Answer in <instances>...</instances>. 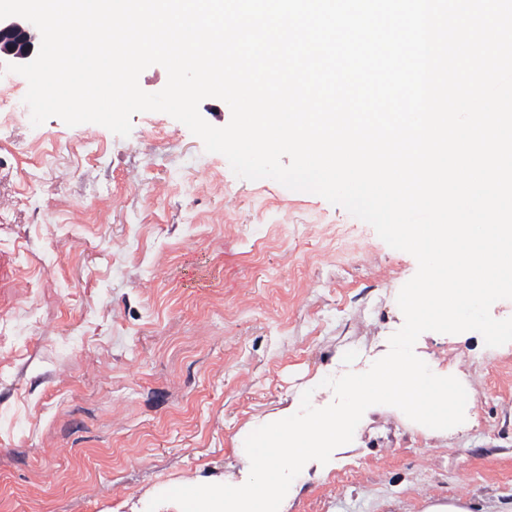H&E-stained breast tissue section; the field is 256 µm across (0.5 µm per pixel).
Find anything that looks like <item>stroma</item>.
Instances as JSON below:
<instances>
[{
  "label": "stroma",
  "instance_id": "1",
  "mask_svg": "<svg viewBox=\"0 0 512 512\" xmlns=\"http://www.w3.org/2000/svg\"><path fill=\"white\" fill-rule=\"evenodd\" d=\"M129 137L0 106V512H146L159 489L250 471L241 442L326 377L366 371L417 271L321 196L237 178L162 112ZM51 266V278L42 275ZM464 424L382 407L284 512L512 506V343L428 331Z\"/></svg>",
  "mask_w": 512,
  "mask_h": 512
}]
</instances>
